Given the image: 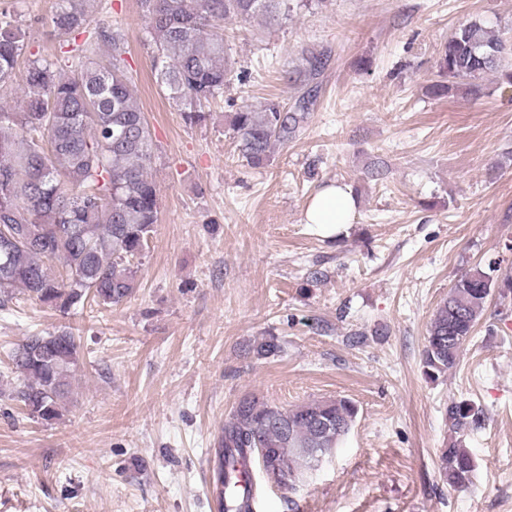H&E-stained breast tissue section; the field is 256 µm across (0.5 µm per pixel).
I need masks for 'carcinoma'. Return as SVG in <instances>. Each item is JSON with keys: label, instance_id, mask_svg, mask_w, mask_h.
<instances>
[{"label": "carcinoma", "instance_id": "carcinoma-1", "mask_svg": "<svg viewBox=\"0 0 512 512\" xmlns=\"http://www.w3.org/2000/svg\"><path fill=\"white\" fill-rule=\"evenodd\" d=\"M98 0H55L53 27L89 33L62 58L29 62L27 94L17 112L0 109V308L20 290L67 315L84 303L110 308L136 288L135 265L155 231L159 196L150 175L153 138L125 69V41L118 28L96 23ZM154 48L156 82L189 126L205 124L211 102L224 97L234 77L221 24L288 19L290 0H139ZM26 28L17 10L0 11V90L16 77ZM109 45L108 63L97 60ZM301 64L282 70L299 85L292 104L265 99L238 106L232 129L241 158L253 168L269 165L273 150L295 139L313 110L318 76L329 56L301 50ZM67 67L73 76H61ZM494 70L512 84V41L481 21L458 28L438 61L441 97L465 87L481 95L478 80ZM512 292V278L498 283L484 271L460 276L438 306L421 355L426 379L435 382L457 367L463 345L483 318L495 290ZM80 344L63 328L26 337L12 363L26 383L17 397L33 417H60ZM356 404L344 397L282 409L255 397L239 400L217 440L214 496L218 512H252L253 497L232 490L239 469L257 457L268 482L293 489L306 470L336 447L353 426ZM483 409L471 401L448 404L451 442L439 449L438 470L448 485L470 483L475 463L462 433L478 428Z\"/></svg>", "mask_w": 512, "mask_h": 512}]
</instances>
